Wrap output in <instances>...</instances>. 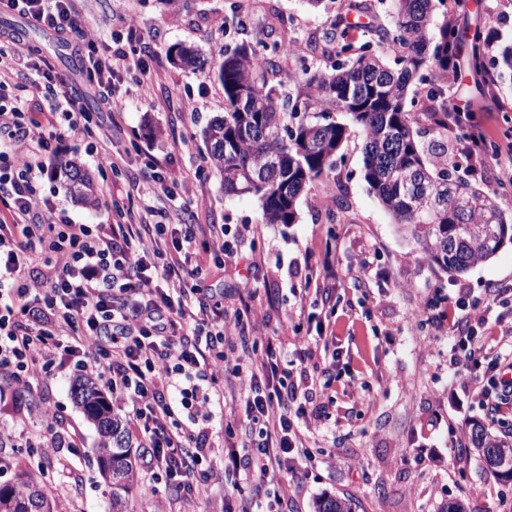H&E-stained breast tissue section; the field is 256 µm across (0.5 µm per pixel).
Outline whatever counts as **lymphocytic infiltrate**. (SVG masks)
<instances>
[{
    "label": "lymphocytic infiltrate",
    "instance_id": "f902f5d3",
    "mask_svg": "<svg viewBox=\"0 0 512 512\" xmlns=\"http://www.w3.org/2000/svg\"><path fill=\"white\" fill-rule=\"evenodd\" d=\"M134 2L119 0L115 16L127 38L106 46L82 26V0H54L50 10L44 0H0V8L59 40L82 41L87 53L79 74L101 105L118 114L117 83L130 79L145 88L156 78L131 49L143 41ZM62 103L63 111L40 120L0 99V376L30 387L56 360L71 358L85 375L102 380L141 439L144 474L174 492L157 500L155 512H168L171 499L198 496L206 484L197 475L206 437L183 428L177 409L211 419L213 405L224 399L219 380L233 376L245 394L228 421L242 437L224 451V475L239 482L226 512H292L290 494L268 489L315 460L294 426V416L306 409L291 379L292 362L274 347L250 344L241 317L226 320L222 303L195 282L202 262L235 257L237 246L224 225L193 224L195 176L164 170L154 158L128 181V197L139 201L137 218L117 207L111 223H71L42 195L56 174L49 162L62 157L64 141L89 138V156L113 171L129 170L131 154L114 126L91 131L77 99ZM182 253L195 254L197 266L180 262ZM481 318L476 310L456 321L451 363L467 372L480 403L496 417L512 408V352L485 362L490 339L473 330ZM235 331L250 369L224 355Z\"/></svg>",
    "mask_w": 512,
    "mask_h": 512
}]
</instances>
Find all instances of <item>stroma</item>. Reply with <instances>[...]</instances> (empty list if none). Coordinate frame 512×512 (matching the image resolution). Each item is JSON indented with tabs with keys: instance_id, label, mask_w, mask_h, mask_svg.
<instances>
[{
	"instance_id": "1",
	"label": "stroma",
	"mask_w": 512,
	"mask_h": 512,
	"mask_svg": "<svg viewBox=\"0 0 512 512\" xmlns=\"http://www.w3.org/2000/svg\"><path fill=\"white\" fill-rule=\"evenodd\" d=\"M232 2L180 0L174 10L168 0H138L145 41L151 46L146 62L161 78L144 93L129 80L117 87L125 104L119 138L129 149L150 152L161 164L198 172L195 223L224 225L233 237L242 228L253 229L252 248L224 265H210L198 284L223 303L226 313L256 312L259 344H273L288 354L298 349L283 315L299 308L305 321L329 322L337 336L340 358L331 384L333 398L324 402L322 412L299 420L317 462L299 473L303 487L294 497L295 512H314L316 500L325 495L351 499L355 512H444L449 501L461 496L472 512H512V483L485 472L474 455L456 461L449 456L455 430L469 432L472 423L512 435V413L490 417L472 388L449 371L448 331L437 326L457 301L479 304L490 285H512V244L459 277L431 263L370 192L363 178V132L355 124L328 183L301 195L297 223H263L255 197L225 194L202 138L207 124L224 113V89L207 72L171 64L169 51L193 45L205 58L218 60L241 40L235 29L224 26ZM339 3L326 0L323 9L313 10L305 0H247L249 31L265 30L279 12L291 19L289 34L303 40L327 27ZM446 11L459 23L492 20L500 41L512 40V0H445ZM443 12L433 14L432 25L441 23ZM1 32L39 49L63 78L78 70L85 51L82 42L52 39L3 10ZM39 79L37 72H26L0 94L32 115L51 112L55 97L33 91ZM448 96L462 110L481 113L486 133L506 145L504 133L512 129V80L503 79L493 94L484 96L467 74L449 82ZM66 157L126 202L127 174L100 169L84 141H68ZM43 194L64 208L72 223L112 221L105 201L89 207L74 200L66 170L45 183ZM340 198L345 201L341 210L336 207ZM327 258L336 276L326 282L333 299L325 307L308 291L307 275ZM75 377L68 362L53 367L37 387L0 386V426L24 419L35 439L40 411L48 407L57 415L52 457L0 443V487L32 475L41 485H57L55 500L67 512H112L111 490L93 453L95 429L73 399ZM227 418L218 412L209 422L184 419V427L208 434L210 451L203 467L211 477L199 497L174 502V512H224Z\"/></svg>"
}]
</instances>
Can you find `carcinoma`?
<instances>
[{
  "instance_id": "obj_1",
  "label": "carcinoma",
  "mask_w": 512,
  "mask_h": 512,
  "mask_svg": "<svg viewBox=\"0 0 512 512\" xmlns=\"http://www.w3.org/2000/svg\"><path fill=\"white\" fill-rule=\"evenodd\" d=\"M387 22H373L371 0H347L329 25L305 39V49L332 61L325 68L302 67L289 84L280 79L281 63L292 57L289 20L278 17L266 39H244L209 72L224 88V115L203 130L213 168L220 174L224 193L252 195L260 203L265 224H293L297 204L307 187L324 182L336 166L348 137L347 125L334 120L340 112L364 134V180L403 233L443 270L462 275L493 258L512 242L500 201L512 197V180L495 178L487 193L453 175L438 158L448 156L442 140L448 137V113L456 106L445 98L448 59L459 69L471 68L479 76V89L496 86L512 73V43L494 45L490 22L458 26L446 16L434 33L429 22L435 0H389ZM372 21L361 39L353 40L351 14ZM394 54L386 63L384 50ZM426 83L423 99L407 109L410 85ZM433 136L425 148V133ZM275 157L279 168L267 172L261 184L247 171L262 169ZM70 190L82 203L93 206L97 196L93 178L74 162ZM76 405L98 435L94 453L98 472L112 489V512H129V492L136 467L123 420L112 411L92 378L75 380ZM469 445L484 467L498 480L512 478L489 467L493 454L512 455V441L483 424H472ZM37 489L49 512L56 505L32 479L0 488V512H28L32 489ZM315 512H354L348 498L323 496Z\"/></svg>"
}]
</instances>
